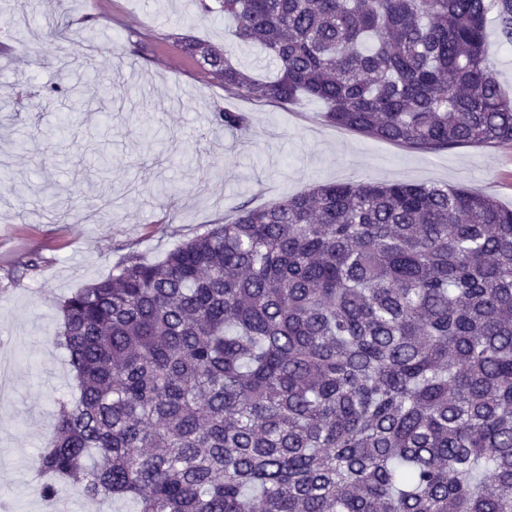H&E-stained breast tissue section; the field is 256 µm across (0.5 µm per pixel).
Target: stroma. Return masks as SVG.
Masks as SVG:
<instances>
[{
  "instance_id": "stroma-1",
  "label": "stroma",
  "mask_w": 512,
  "mask_h": 512,
  "mask_svg": "<svg viewBox=\"0 0 512 512\" xmlns=\"http://www.w3.org/2000/svg\"><path fill=\"white\" fill-rule=\"evenodd\" d=\"M230 28L199 13L195 0H0V157L9 158L15 179L49 186L51 198L71 210L62 215L38 195L19 200L12 182L0 180V358L13 359L0 387V498L13 512H51L32 473L54 439L57 400L77 393L56 344L57 305L111 275L129 251L162 260L208 225L231 219L240 203L262 207L332 181L446 183L512 207V143L407 151L329 125L315 100L279 105L225 96L175 38L189 33L232 48L253 73H271L259 47H233ZM64 56L92 62V71L65 77L83 84L88 108L71 138L51 142L41 132L64 108L50 92L64 79ZM115 79L154 93L132 103L119 86L104 99L100 84ZM224 108L245 113L249 130L212 125V112ZM144 125L154 143L139 138ZM23 136L27 147L15 152ZM101 145L112 155L105 183L87 163ZM189 155L194 167H181ZM22 254L38 255L40 267L9 284Z\"/></svg>"
}]
</instances>
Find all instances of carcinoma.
<instances>
[{
    "instance_id": "carcinoma-1",
    "label": "carcinoma",
    "mask_w": 512,
    "mask_h": 512,
    "mask_svg": "<svg viewBox=\"0 0 512 512\" xmlns=\"http://www.w3.org/2000/svg\"><path fill=\"white\" fill-rule=\"evenodd\" d=\"M217 3L197 7L277 66L182 35L229 96L317 99L410 150L512 143L485 51L490 20L512 44V0ZM51 92L61 140L84 91ZM37 267L19 258L12 282ZM60 311L77 396L37 458L45 500L75 482L135 512H512V209L488 195L364 181L243 203Z\"/></svg>"
}]
</instances>
